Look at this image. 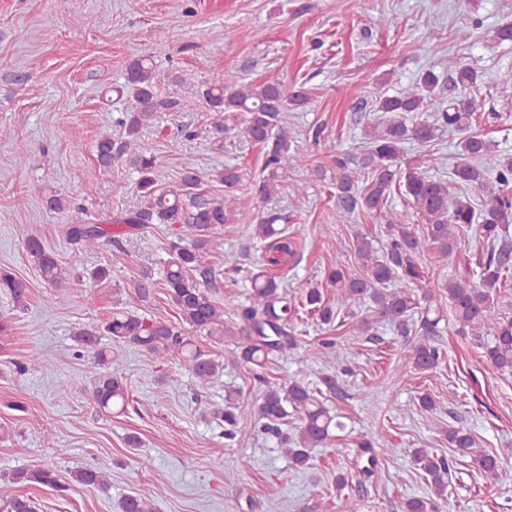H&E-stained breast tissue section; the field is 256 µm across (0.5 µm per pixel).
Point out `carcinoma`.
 Wrapping results in <instances>:
<instances>
[{"mask_svg": "<svg viewBox=\"0 0 512 512\" xmlns=\"http://www.w3.org/2000/svg\"><path fill=\"white\" fill-rule=\"evenodd\" d=\"M433 55L434 65L396 94L375 97V111L382 116L352 150H338L332 156L336 169V223L349 224L364 212L378 213L390 196L398 193L411 204L421 219V227L391 219L386 221L384 245L378 247L366 236L357 238L353 244L357 269L348 272L337 268L329 273L327 284L336 289L342 303L365 304L366 312L358 321L362 334L376 325L387 324L407 336L410 326H416L420 338L407 343L403 359L405 365L419 373L430 372L443 357L432 337L437 335L444 308L433 294L422 291L423 257L431 251L437 260H448L460 248L462 236L470 232L481 245L476 269L439 284V288L448 295L460 330L478 338L487 362L500 372L512 373V316L499 310L494 298L497 290L505 287V272L512 268V240L508 236V226L512 224V156L473 131L480 108L476 98L480 81L477 69L459 57L448 56L438 46L433 47ZM125 81L136 106L121 120L125 130L121 140L106 138L97 143V169L105 170L124 159L138 174L140 206L120 223L182 224L192 230L187 237L176 234L164 261L162 286L178 311L179 325L115 312L102 330L82 327L73 333L75 355L94 366L116 363L117 359H108V350L101 347L104 333L119 345H131L171 362L201 384L213 377L220 363L197 346L185 329L224 340V308L208 292L213 282L209 256L220 246V231L228 215L233 214L254 225L257 238L271 241L270 253L250 275L251 301L242 309L241 319L251 324V332L239 339L237 350L240 358L254 367L255 379L265 386L258 411L261 431L278 438L292 464L304 468L316 449L329 447L337 433L346 429L341 416L321 400L324 389L335 396L341 395L342 390L335 376L323 378L321 389L297 379L271 382L264 375L271 358L298 348L299 339L291 327L293 309L288 294L265 271L269 265L287 262L291 255L288 237L285 229L276 224V218L263 216L257 207L288 185V171L312 166L306 154L289 153L291 111L305 107L309 94L304 88L288 87L277 78L230 89L222 85L199 89L187 84L183 77L169 75L150 55L129 63ZM169 82L189 85L205 99L211 111L224 114L226 121L237 112L245 113L242 134L246 141L264 147V176L236 194L232 188L240 175L235 168L226 167L219 173V181L230 192L220 196L201 192V177L191 169L182 174L179 183L167 182L163 161L140 149L138 135L162 105L157 93ZM446 87L453 93L446 100H437V93ZM447 130L461 138L457 143L458 162L445 177L439 174L440 158L435 146ZM408 143L420 147V153L411 159L404 154ZM46 205L58 213L74 211L65 233L75 244L91 248L107 234L96 224L81 223V208L57 195L49 196ZM24 247L43 279L66 294L65 277L53 254L36 237L26 238ZM0 291L16 302L24 301L27 295L25 283L2 269ZM306 302L322 323L329 324L335 318L336 311L325 303L319 289H309ZM127 398V387L120 377L110 372L96 374L92 388L95 404L122 412ZM236 409L227 401L224 410L215 413L224 422V438L228 440L235 438ZM290 418L297 421L293 437L283 430ZM448 442L460 449L474 445L473 437L462 427H448ZM410 456L422 471L428 493L407 499L401 512H439V501L447 498L452 461L428 448H415ZM500 460L498 453H479L474 464L484 479L495 481ZM71 479L82 486L105 490L108 467L99 464L83 468L72 473ZM9 482L68 490L51 468L16 470ZM162 493V488L155 486L130 494L119 501L118 512H152L154 499ZM0 512H35V507L32 499L15 495L3 486Z\"/></svg>", "mask_w": 512, "mask_h": 512, "instance_id": "carcinoma-1", "label": "carcinoma"}]
</instances>
